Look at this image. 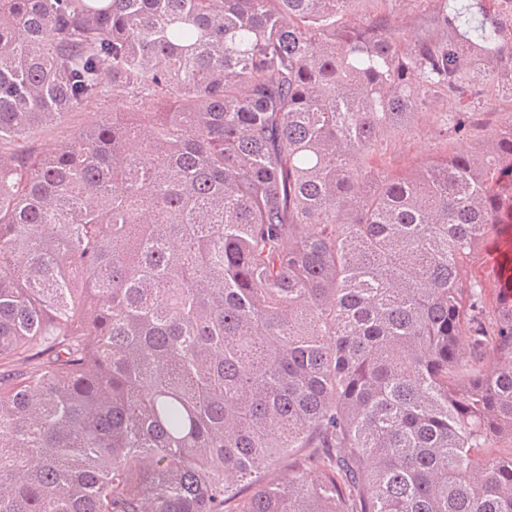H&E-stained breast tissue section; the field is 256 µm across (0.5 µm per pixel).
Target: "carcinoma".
Returning a JSON list of instances; mask_svg holds the SVG:
<instances>
[{
    "mask_svg": "<svg viewBox=\"0 0 512 512\" xmlns=\"http://www.w3.org/2000/svg\"><path fill=\"white\" fill-rule=\"evenodd\" d=\"M367 2L0 0V512H512V118L374 163L512 99V0ZM377 11L391 10L396 24L405 23L406 20H415L425 10L431 7L429 0H397L391 3H375L372 5ZM120 107L121 103L110 97L97 105L72 112L64 116L51 131L40 132L34 139V144L38 152L48 151L52 149L57 141L66 137L74 129L88 126L96 121H102L112 115L113 109H119ZM480 109L475 126L469 136L460 139H437L433 132L434 114L426 108L415 115L401 136L391 139L392 165L398 170L410 169L420 162L454 152H474L479 150L486 138L512 113V102L502 97L484 98L481 96ZM493 243H495V242L492 239L486 243V245L484 247V251H483V264L475 269V276H476L477 280H483L486 282L485 283V285H486L485 293H486L488 302H492V300L495 298L496 294L498 293L497 288L499 290L508 291L510 293V287H511L510 271L505 272L502 275L497 274L495 272L494 283H495L496 288H493V285H492L493 278L487 276V273L491 271V269H490L491 266L486 261V254H487L489 247Z\"/></svg>",
    "mask_w": 512,
    "mask_h": 512,
    "instance_id": "obj_1",
    "label": "carcinoma"
}]
</instances>
